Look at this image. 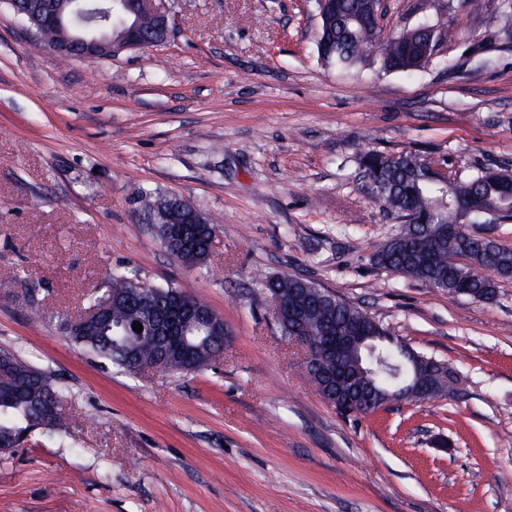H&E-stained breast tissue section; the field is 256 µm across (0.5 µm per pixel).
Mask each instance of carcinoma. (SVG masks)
<instances>
[{
  "label": "carcinoma",
  "instance_id": "1",
  "mask_svg": "<svg viewBox=\"0 0 512 512\" xmlns=\"http://www.w3.org/2000/svg\"><path fill=\"white\" fill-rule=\"evenodd\" d=\"M315 8L318 58L345 71L375 65L386 72L417 71L433 55L427 31L444 25L441 15L427 14L415 27L385 36L380 27L379 0H336L332 6L315 0ZM135 22L138 33L143 35L144 47H153L161 40V28L155 18L132 15L128 26L115 21L103 25L113 47L119 48L131 38V24ZM366 160L380 167L377 186L370 190L375 201L395 215H416L421 220L419 224H405L399 234L384 241L375 251L377 264L451 295L468 289L488 301L493 300L497 280L512 278L511 249L470 233L451 242L440 233L432 242L422 241L420 234L428 228L434 230L442 224L455 223L454 203L458 200L497 210L501 218L511 219L512 186L503 180L504 172L488 170L443 184L423 180L425 162L411 153L367 151L360 155L358 163ZM139 204L146 217H155L157 234L166 250L180 252L190 241L192 249L185 256L186 264L199 265L208 259L213 249L214 224L186 223L187 213L181 211L178 198L151 190L142 192ZM261 285L268 292L277 289L290 299L300 298V303L308 309L301 325L311 339H320L325 327H359L364 333L377 336L373 345L387 360H402L401 351L406 343L346 300H340L336 306L324 302L312 281L282 272L261 280ZM106 292L111 302L95 319L79 321L64 331L74 344L116 367L129 372L145 367H159L173 373L200 372L223 353L224 340L211 337L209 324L193 323L189 326L188 353L171 352L167 358H161L162 338L151 333L145 324L147 312L136 301L140 294L149 296L152 314L163 319L185 297L196 305H205L199 296L169 285L147 284L129 271L112 274ZM137 322L143 324L140 332L133 330ZM342 363L350 367L361 365L360 378L375 381L383 390L373 409L398 401L396 394L403 379L392 378L383 368L369 370L367 360H359L355 350L346 351ZM422 364L431 366L428 384L436 395L454 392L456 378L447 367L425 355ZM309 378L322 399L336 398L333 407L339 413L348 409V401L363 392L356 379L331 390L318 374L311 373ZM62 408L63 394L50 376L10 352H0V448L21 446L22 439L39 428L58 434L67 432Z\"/></svg>",
  "mask_w": 512,
  "mask_h": 512
}]
</instances>
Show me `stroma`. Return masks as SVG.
I'll use <instances>...</instances> for the list:
<instances>
[{"label": "stroma", "instance_id": "35a3bbf8", "mask_svg": "<svg viewBox=\"0 0 512 512\" xmlns=\"http://www.w3.org/2000/svg\"><path fill=\"white\" fill-rule=\"evenodd\" d=\"M452 40L412 74L317 61L314 0H165L166 44L60 62L0 0V349L48 373L70 431L0 455V512H512V279L484 303L391 273L362 151L448 178L512 171V0H430ZM218 220L200 266L141 191ZM224 318L206 370L128 373L61 324L115 271ZM288 271L443 363L458 392L344 418L259 280Z\"/></svg>", "mask_w": 512, "mask_h": 512}]
</instances>
